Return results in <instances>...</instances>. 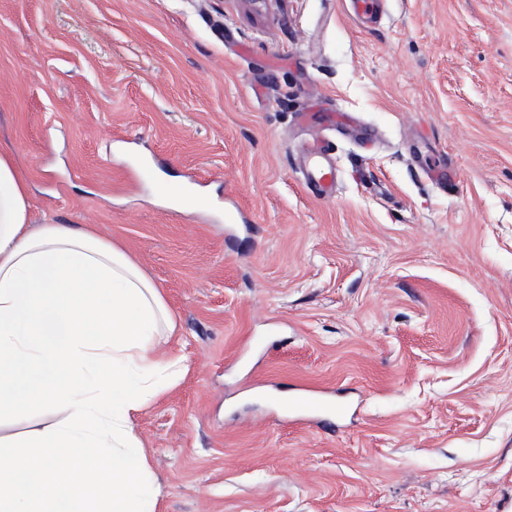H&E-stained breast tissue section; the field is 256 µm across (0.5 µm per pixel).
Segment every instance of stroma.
Instances as JSON below:
<instances>
[{
	"label": "stroma",
	"mask_w": 512,
	"mask_h": 512,
	"mask_svg": "<svg viewBox=\"0 0 512 512\" xmlns=\"http://www.w3.org/2000/svg\"><path fill=\"white\" fill-rule=\"evenodd\" d=\"M0 145L32 223L93 225L174 315L186 370L134 418L159 512H512V0L372 29L349 0H0ZM303 386L339 428L285 411ZM327 149L314 145L303 152V180L306 187L322 198L334 197L340 175L337 167L325 161Z\"/></svg>",
	"instance_id": "stroma-1"
}]
</instances>
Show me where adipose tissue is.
<instances>
[{
    "label": "adipose tissue",
    "instance_id": "1",
    "mask_svg": "<svg viewBox=\"0 0 512 512\" xmlns=\"http://www.w3.org/2000/svg\"><path fill=\"white\" fill-rule=\"evenodd\" d=\"M166 299L120 245L83 224H33L0 151V512H158L160 485L133 427L175 382Z\"/></svg>",
    "mask_w": 512,
    "mask_h": 512
}]
</instances>
